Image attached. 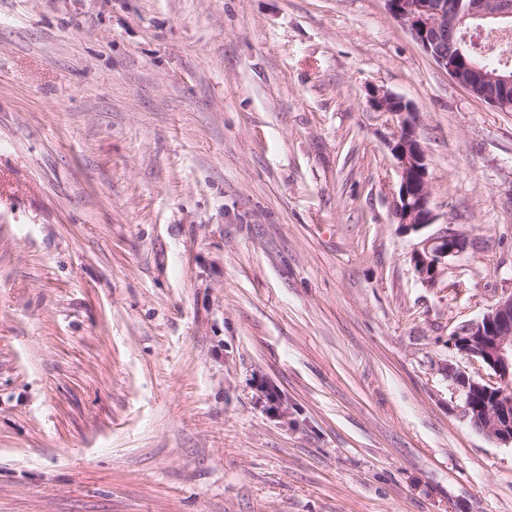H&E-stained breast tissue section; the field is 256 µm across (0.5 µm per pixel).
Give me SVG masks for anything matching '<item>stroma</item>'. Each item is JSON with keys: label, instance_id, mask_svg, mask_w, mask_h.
Returning a JSON list of instances; mask_svg holds the SVG:
<instances>
[{"label": "stroma", "instance_id": "stroma-1", "mask_svg": "<svg viewBox=\"0 0 512 512\" xmlns=\"http://www.w3.org/2000/svg\"><path fill=\"white\" fill-rule=\"evenodd\" d=\"M510 294L512 112L386 0H0V512H512L450 341ZM368 103L374 111L389 115L393 124L387 146L399 175L393 200L395 217L408 231L420 232L435 223V215L429 161L417 134V113L403 98L380 87L368 91ZM467 239L460 231L443 225L434 233L423 237L412 253V263L419 278L427 284H434L448 258L461 253Z\"/></svg>", "mask_w": 512, "mask_h": 512}]
</instances>
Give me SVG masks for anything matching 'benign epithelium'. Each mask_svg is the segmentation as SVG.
<instances>
[{"mask_svg":"<svg viewBox=\"0 0 512 512\" xmlns=\"http://www.w3.org/2000/svg\"><path fill=\"white\" fill-rule=\"evenodd\" d=\"M387 0L393 16L414 41L448 73L466 86L465 58L459 45L446 46L448 30L457 29L469 18L506 20L512 18L509 0ZM487 81L502 90L488 96V104L498 110L512 109V72H494ZM368 103L376 112L390 116L393 134L387 146L399 175L393 200L397 221L407 230L419 232L434 224L432 190L427 154L418 139V116L403 98L373 87ZM467 239L460 231L446 225L423 237L412 253V263L419 278L435 283L448 258L461 253ZM454 347L467 360L488 371L478 378L457 371L451 378L464 397L467 416L476 430L499 443L512 444V295L501 298L482 319L462 326L455 333Z\"/></svg>","mask_w":512,"mask_h":512,"instance_id":"7a95c632","label":"benign epithelium"}]
</instances>
